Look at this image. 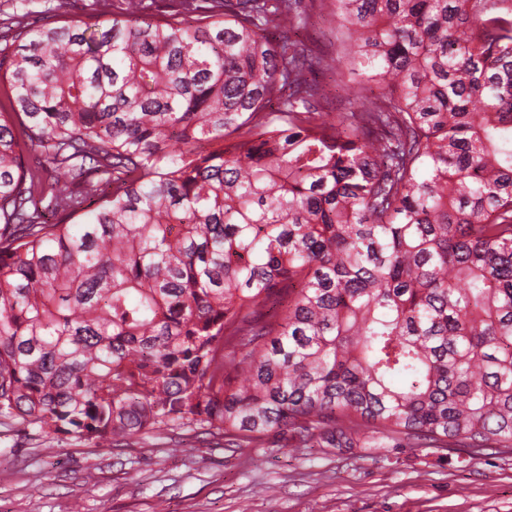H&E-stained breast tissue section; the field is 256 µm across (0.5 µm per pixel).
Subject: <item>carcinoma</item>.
<instances>
[{
    "instance_id": "1",
    "label": "carcinoma",
    "mask_w": 512,
    "mask_h": 512,
    "mask_svg": "<svg viewBox=\"0 0 512 512\" xmlns=\"http://www.w3.org/2000/svg\"><path fill=\"white\" fill-rule=\"evenodd\" d=\"M0 19V427L512 448V0ZM325 13L333 54L288 37ZM368 73L332 98L319 77Z\"/></svg>"
}]
</instances>
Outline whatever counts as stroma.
Wrapping results in <instances>:
<instances>
[{
	"mask_svg": "<svg viewBox=\"0 0 512 512\" xmlns=\"http://www.w3.org/2000/svg\"><path fill=\"white\" fill-rule=\"evenodd\" d=\"M0 512H512V451L406 448L383 466L269 438L174 431L128 447L0 428Z\"/></svg>",
	"mask_w": 512,
	"mask_h": 512,
	"instance_id": "obj_1",
	"label": "stroma"
}]
</instances>
